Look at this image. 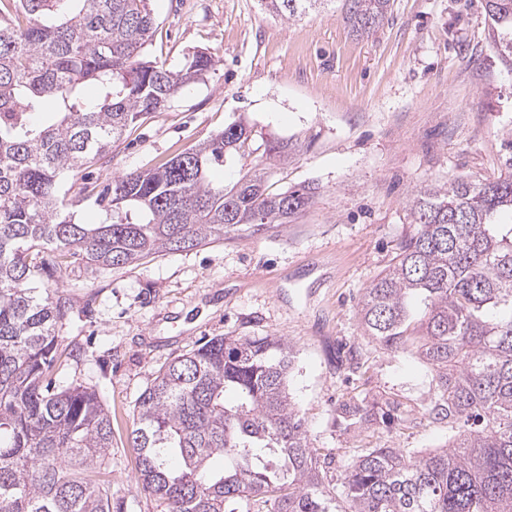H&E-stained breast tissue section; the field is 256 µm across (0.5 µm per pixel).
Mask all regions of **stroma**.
<instances>
[{
    "label": "stroma",
    "instance_id": "obj_1",
    "mask_svg": "<svg viewBox=\"0 0 512 512\" xmlns=\"http://www.w3.org/2000/svg\"><path fill=\"white\" fill-rule=\"evenodd\" d=\"M484 0H392L376 32L353 33L338 0L296 20L260 0H150L147 59L180 68L202 50L214 69L163 112L131 124L105 159L62 178L77 222L106 214L97 193L247 117L297 149L275 163L271 192L314 186L288 223L245 230L121 270L66 262L33 283L72 312L59 330L56 387L96 391L112 417V490L126 512H164L137 485L128 436L136 401L175 357L215 336H273L292 347L287 390L324 484L369 448L412 455L454 434L427 416L431 370L411 351L364 337L359 302L408 230L413 191L493 178L512 149V66L490 38Z\"/></svg>",
    "mask_w": 512,
    "mask_h": 512
}]
</instances>
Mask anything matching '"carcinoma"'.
Segmentation results:
<instances>
[{
  "instance_id": "carcinoma-1",
  "label": "carcinoma",
  "mask_w": 512,
  "mask_h": 512,
  "mask_svg": "<svg viewBox=\"0 0 512 512\" xmlns=\"http://www.w3.org/2000/svg\"><path fill=\"white\" fill-rule=\"evenodd\" d=\"M327 0H264L284 19ZM390 0H341L352 31L370 34ZM493 44L512 62V0H485ZM155 32L148 0H0V509L125 512L104 478L112 418L95 392L57 388L62 295L33 279L47 250L87 270L190 250L246 226L286 224L314 200L307 186L272 194L271 160L295 148L239 119L185 151L107 184L103 224H79L61 176L112 151L141 116L164 111L213 70L197 51L179 70L143 56ZM92 83L97 102L82 87ZM252 167L236 190L211 180L232 158ZM506 174L427 185L408 201L409 230L361 299L363 335L416 350L432 372L429 416L456 429L448 446L410 456L371 448L342 481L323 483L286 378L289 345L214 337L169 362L138 398L130 434L137 482L165 512H512V156Z\"/></svg>"
}]
</instances>
